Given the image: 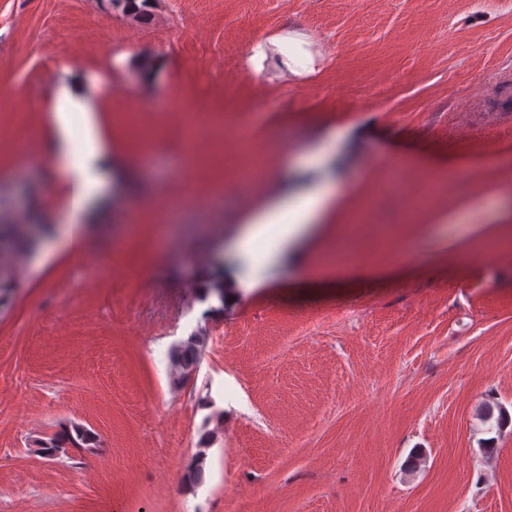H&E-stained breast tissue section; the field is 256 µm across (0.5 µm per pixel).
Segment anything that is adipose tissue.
Instances as JSON below:
<instances>
[{"label":"adipose tissue","instance_id":"adipose-tissue-1","mask_svg":"<svg viewBox=\"0 0 512 512\" xmlns=\"http://www.w3.org/2000/svg\"><path fill=\"white\" fill-rule=\"evenodd\" d=\"M302 34L286 33L258 37L246 58V67L254 78L264 75L263 63L269 53H278L279 62L290 75H298V59L304 51ZM83 118V134L74 138L72 118ZM55 134L44 145L45 151L63 170L67 186V217L65 242L71 254L88 250L89 228L82 217L100 196L105 179L101 169L106 162L104 140L97 116L82 90L62 86L55 99ZM329 189L320 188L293 201H280L254 216L239 234L235 246L241 254H249L256 241L267 239L269 255L285 251L326 209Z\"/></svg>","mask_w":512,"mask_h":512}]
</instances>
